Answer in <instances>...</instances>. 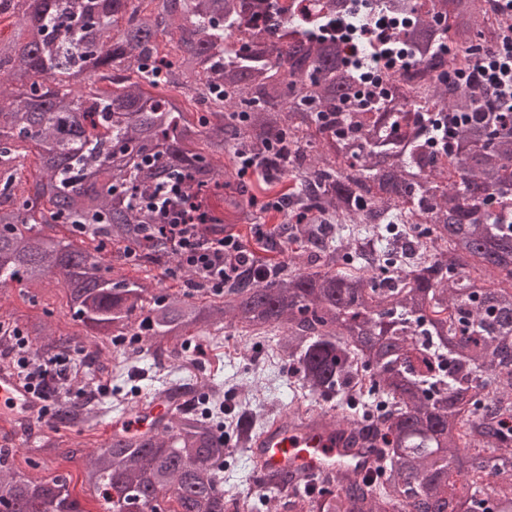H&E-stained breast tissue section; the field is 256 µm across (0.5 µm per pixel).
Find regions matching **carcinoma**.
<instances>
[{"mask_svg":"<svg viewBox=\"0 0 512 512\" xmlns=\"http://www.w3.org/2000/svg\"><path fill=\"white\" fill-rule=\"evenodd\" d=\"M486 2L431 0L404 31L416 72L389 111L366 112L336 42L274 40L288 24L276 2L267 42L243 36L229 50L250 0H0V16L22 13L0 36V283L62 287L93 337L94 373L119 377L146 349L178 359L190 336L220 346L230 324L271 339L308 396L381 402L377 465L307 485L263 473L257 498L276 512H512V429L500 425L512 419V287H494L512 284V113L484 121L482 93L442 86L434 74L448 60L425 56L435 37L465 55L493 42ZM450 4L459 34L441 26ZM169 85L196 111L152 94ZM421 100L437 111H419ZM244 155L295 181L260 243L288 259L253 254L221 292L192 270L175 290L113 275L105 254L128 247L146 269L171 264L155 225L182 223L187 201L200 236L226 232L212 197L251 223L263 188L236 180ZM0 322L23 328L39 355L67 347L43 319ZM158 392L171 419L86 456L83 483L103 512H253L249 496L224 489L221 386L165 381ZM109 411L90 393L54 419ZM255 425L266 427L243 411L235 429L247 438ZM27 439L35 469L57 448L83 457L77 440ZM0 512L85 510L70 476L18 470L0 445Z\"/></svg>","mask_w":512,"mask_h":512,"instance_id":"carcinoma-1","label":"carcinoma"}]
</instances>
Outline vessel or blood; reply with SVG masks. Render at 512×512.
<instances>
[{
  "label": "vessel or blood",
  "mask_w": 512,
  "mask_h": 512,
  "mask_svg": "<svg viewBox=\"0 0 512 512\" xmlns=\"http://www.w3.org/2000/svg\"><path fill=\"white\" fill-rule=\"evenodd\" d=\"M43 405L42 398L15 373L0 372L1 422L37 419ZM169 415L165 398L155 395L139 401L133 413L116 418L110 430L115 434L147 432ZM367 446L355 426L343 420L284 417L255 437L250 454L262 471H283L300 481L339 469L358 476L366 473L375 462Z\"/></svg>",
  "instance_id": "vessel-or-blood-1"
}]
</instances>
